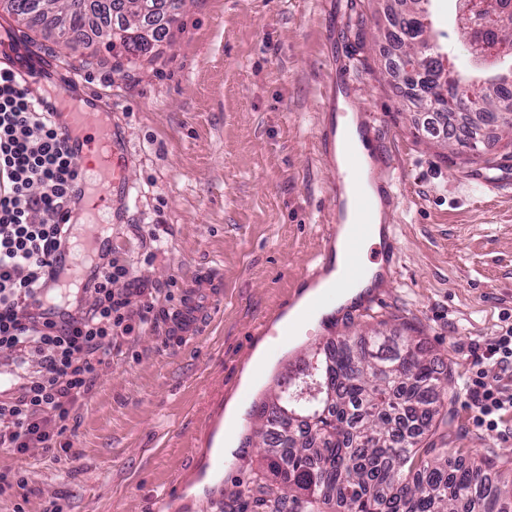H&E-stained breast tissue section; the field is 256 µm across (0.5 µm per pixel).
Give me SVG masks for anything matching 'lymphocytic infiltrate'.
<instances>
[{
    "label": "lymphocytic infiltrate",
    "mask_w": 512,
    "mask_h": 512,
    "mask_svg": "<svg viewBox=\"0 0 512 512\" xmlns=\"http://www.w3.org/2000/svg\"><path fill=\"white\" fill-rule=\"evenodd\" d=\"M80 177L53 121L17 75L0 69V371L15 386L0 397V449L12 453L52 451L90 394L113 339L158 320L154 300L134 302L131 269L112 259L85 288L90 305L56 295L55 303L70 310L54 320L29 307L54 250L69 237L63 208ZM473 355L465 394L478 427L494 432L502 411L512 408V387L487 386L484 366L512 372V326Z\"/></svg>",
    "instance_id": "f902f5d3"
}]
</instances>
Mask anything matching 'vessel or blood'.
I'll list each match as a JSON object with an SVG mask.
<instances>
[{"label": "vessel or blood", "instance_id": "obj_1", "mask_svg": "<svg viewBox=\"0 0 512 512\" xmlns=\"http://www.w3.org/2000/svg\"><path fill=\"white\" fill-rule=\"evenodd\" d=\"M10 67L18 72L29 90L48 83L55 86L56 91L50 98L40 99V107L50 113L64 137L68 153L88 178L86 186L71 193L68 209L71 217L83 215L94 220L81 247L72 252L58 250L54 275L47 277L41 291L30 301L36 308L44 304L58 282H84L97 275L98 270L90 259L93 254L108 253L112 246L105 220L113 215L116 188L129 183L130 165L128 149L120 142L109 112L97 95L72 93L58 67L36 56H12ZM374 131V123L368 120L359 125L357 132H350L343 112L339 111L325 115L317 134V151L332 174L329 188L333 206L317 266L307 274L304 285L322 289L327 298L336 289L361 282L370 275V267L361 254L365 227L348 221V214L367 213L379 201L394 203L400 194L391 156H384L375 169L368 170L363 165L357 140ZM219 295L216 274L200 279L171 316L173 336L184 341L193 338L203 325L206 302L217 301ZM312 314V309H305L287 323L271 325L270 333L296 340L312 324ZM193 475L195 482L203 483L209 503L221 504L224 499L223 452L209 453L206 460L195 463Z\"/></svg>", "mask_w": 512, "mask_h": 512}]
</instances>
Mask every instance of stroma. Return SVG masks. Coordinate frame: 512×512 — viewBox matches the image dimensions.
I'll use <instances>...</instances> for the list:
<instances>
[{
	"instance_id": "obj_1",
	"label": "stroma",
	"mask_w": 512,
	"mask_h": 512,
	"mask_svg": "<svg viewBox=\"0 0 512 512\" xmlns=\"http://www.w3.org/2000/svg\"><path fill=\"white\" fill-rule=\"evenodd\" d=\"M428 9L431 41L462 58L454 0ZM384 11V0H185L159 54L120 67L86 65L85 45L46 41L0 14L12 51L59 64L110 106L132 155L113 257L136 283L161 289L167 311L198 274L222 278L220 310L192 342H174L164 322L113 339L59 448L0 451V468L26 479L0 497V512H43L53 500L64 512H151L153 496L190 478L188 458L205 457L203 421L222 405L241 417L220 512H239L236 493L259 459L245 443L255 417L239 390L273 388L270 374L252 376L248 365L259 349L272 366L286 354L258 325L285 314L322 247L332 201L316 137L333 109L323 73L339 61L357 76L351 106L375 118L395 157L400 259L371 313L345 306L332 335L315 341L374 328L414 337L453 370L454 426L440 431L449 447L512 458V410L498 432L480 430L465 396L471 346L512 317V133L482 130L491 169L466 163L458 144L440 146L390 75L397 50Z\"/></svg>"
}]
</instances>
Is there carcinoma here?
Wrapping results in <instances>:
<instances>
[{
  "mask_svg": "<svg viewBox=\"0 0 512 512\" xmlns=\"http://www.w3.org/2000/svg\"><path fill=\"white\" fill-rule=\"evenodd\" d=\"M391 0L390 38L399 45L427 40L421 2ZM29 0H0V9L28 25ZM59 25L72 40L82 35L87 14L82 0H55ZM496 0H478L470 15L458 16L462 37L482 33L483 44L506 47L500 68L512 72V32L496 33ZM178 21L177 7L158 13L147 36L125 29L117 37L100 34L107 53L134 63L154 51ZM57 25V26H59ZM57 26L43 33L57 39ZM446 81L448 99L438 103L448 119L460 118L463 136L474 139L467 112L484 124L496 114L511 115L512 88L466 75ZM451 370L423 355L410 336L396 342L378 330L362 341L331 342L316 356L299 360L277 381L271 407L256 414L262 472L247 487L260 512H512V468L475 457L454 462L455 450L430 441L447 410Z\"/></svg>",
  "mask_w": 512,
  "mask_h": 512,
  "instance_id": "obj_1",
  "label": "carcinoma"
}]
</instances>
